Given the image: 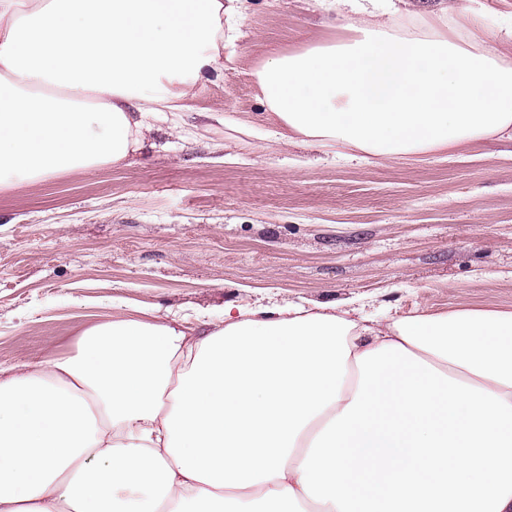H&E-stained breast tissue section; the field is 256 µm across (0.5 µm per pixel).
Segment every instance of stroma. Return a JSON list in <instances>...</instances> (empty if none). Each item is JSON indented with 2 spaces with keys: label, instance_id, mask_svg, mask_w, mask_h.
Instances as JSON below:
<instances>
[{
  "label": "stroma",
  "instance_id": "35a3bbf8",
  "mask_svg": "<svg viewBox=\"0 0 512 512\" xmlns=\"http://www.w3.org/2000/svg\"><path fill=\"white\" fill-rule=\"evenodd\" d=\"M417 14L512 0H407ZM216 71L144 148L93 174L0 192V364L76 350L117 304L220 318L230 303L342 306L349 318L512 310V142L337 159L261 124L252 72L276 50L348 37L336 0H245ZM179 123L181 133L170 130Z\"/></svg>",
  "mask_w": 512,
  "mask_h": 512
}]
</instances>
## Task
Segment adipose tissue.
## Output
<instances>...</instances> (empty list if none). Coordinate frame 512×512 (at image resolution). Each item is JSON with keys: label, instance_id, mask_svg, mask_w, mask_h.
Here are the masks:
<instances>
[{"label": "adipose tissue", "instance_id": "ef3b65f1", "mask_svg": "<svg viewBox=\"0 0 512 512\" xmlns=\"http://www.w3.org/2000/svg\"><path fill=\"white\" fill-rule=\"evenodd\" d=\"M241 0H0V191L142 149ZM403 11L254 71L283 144L355 157L512 140V26ZM0 512H512V310L386 321L228 305L119 315L0 365Z\"/></svg>", "mask_w": 512, "mask_h": 512}]
</instances>
